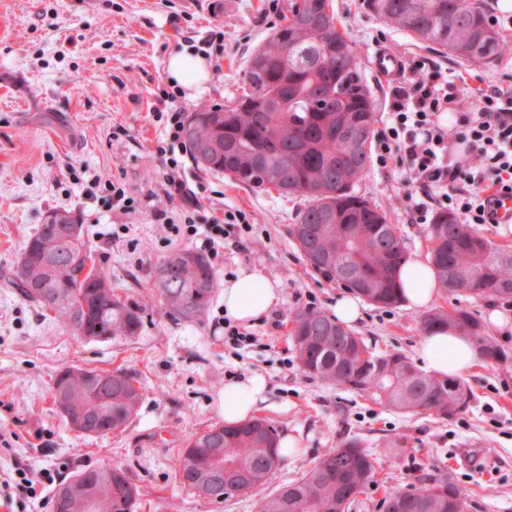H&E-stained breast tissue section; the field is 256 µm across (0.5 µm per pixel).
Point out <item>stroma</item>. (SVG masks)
I'll return each mask as SVG.
<instances>
[{"label":"stroma","mask_w":512,"mask_h":512,"mask_svg":"<svg viewBox=\"0 0 512 512\" xmlns=\"http://www.w3.org/2000/svg\"><path fill=\"white\" fill-rule=\"evenodd\" d=\"M290 0H0V483L26 472L36 497L0 486V512H50L57 484L75 471L125 466L141 488L134 512H257V495L217 504L185 489L175 472L192 434L223 423L227 382L251 374L267 380L259 416L291 447L270 489L298 478L325 449L359 439L376 461L377 485L359 494L349 512H381L384 488L447 475L464 490L466 512H512V338L507 360L481 362L462 380L472 398L450 417L409 416L308 377L287 339L294 312L332 311L341 290L315 273L290 235L305 205L299 195L253 190L185 158L184 171L200 206L196 224L243 211L252 230L245 247L225 246L212 264L221 283L247 269L278 282L280 303L251 325L250 343L224 334L219 286L195 322L146 309L138 333L80 340L39 307L22 299L9 277L20 250L45 215L65 209L88 231L93 264L112 278L116 294L140 300L157 264L170 252L200 249V238L175 237L158 218L183 223L179 202L159 182L165 126L153 112L168 83L169 55L191 50L213 26L223 40L207 48L210 77L202 88H181L184 113L225 104L235 96L252 51L277 28ZM353 42L376 112L387 121L391 85L373 71L389 51L405 65L427 60L454 71L469 96L512 86V54L491 63L445 57L364 9L362 0H333ZM121 178L136 198L127 211L105 189L87 192L90 178ZM403 172L369 165L356 190L386 208L410 257L427 255L426 225L403 200ZM406 306L364 304L353 329L376 352L415 356L422 333ZM121 366L140 381L143 400L125 430L83 438L52 404L59 370Z\"/></svg>","instance_id":"1"}]
</instances>
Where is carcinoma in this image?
Segmentation results:
<instances>
[{"mask_svg":"<svg viewBox=\"0 0 512 512\" xmlns=\"http://www.w3.org/2000/svg\"><path fill=\"white\" fill-rule=\"evenodd\" d=\"M380 20L416 41L458 60L487 63L508 44L479 0H363ZM284 24L253 52L244 70L241 93L228 104L192 112L183 138L193 161L256 190L275 189L308 199L292 228L308 264L335 282L336 268L364 280L359 296L385 307L401 304L400 271L408 261L388 213L355 194L353 187L370 163L375 105L360 72L358 55L333 8L332 0H291ZM365 133L354 146L348 128ZM76 217L49 212L21 248L13 277L20 296L39 306L73 336L85 340L133 336L145 308L159 304L183 322L201 317L212 302L216 273L209 257L181 249L158 265L143 303L121 299L110 276L90 264L91 251L80 237L65 240L60 223ZM441 245L428 252L438 288L454 295L512 299V250L491 241L446 210L437 212L427 238ZM420 327L429 333L453 328L469 336L486 360L506 353L480 320L463 308L424 312ZM290 338L302 368L339 388L371 395L409 415L448 416L464 409L469 391L458 380H444L417 369L403 352L371 355L336 336H353L319 308L294 313ZM55 381L53 396L64 418L85 417L89 437L120 430L137 414L143 399L132 373L72 367ZM282 461L277 428L265 418L233 426L212 425L192 435L176 459L181 485L222 489L232 481L247 492L266 486ZM100 468L71 477L69 512H87L83 483ZM371 454L349 439L327 449L315 465L275 493L261 499L259 512H346L347 498L377 484ZM140 489L128 470L112 465V500L98 512H133ZM382 506L401 512H465L466 496L448 477H432L411 487L384 489Z\"/></svg>","mask_w":512,"mask_h":512,"instance_id":"cac0c4a2","label":"carcinoma"}]
</instances>
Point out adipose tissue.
I'll use <instances>...</instances> for the list:
<instances>
[{
    "mask_svg": "<svg viewBox=\"0 0 512 512\" xmlns=\"http://www.w3.org/2000/svg\"><path fill=\"white\" fill-rule=\"evenodd\" d=\"M401 277L407 308L424 309L433 304L438 288L429 261L409 260ZM280 296L277 283L262 273L243 270L224 283V314L239 324L249 325L274 308ZM417 357L429 372L443 378L471 370L479 363L481 355L467 337L451 330H439L422 338ZM266 391V380L259 374L226 384L221 401L225 424L233 425L251 417L264 401Z\"/></svg>",
    "mask_w": 512,
    "mask_h": 512,
    "instance_id": "obj_1",
    "label": "adipose tissue"
}]
</instances>
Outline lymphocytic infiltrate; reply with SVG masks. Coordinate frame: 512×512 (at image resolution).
Returning a JSON list of instances; mask_svg holds the SVG:
<instances>
[{
	"label": "lymphocytic infiltrate",
	"mask_w": 512,
	"mask_h": 512,
	"mask_svg": "<svg viewBox=\"0 0 512 512\" xmlns=\"http://www.w3.org/2000/svg\"><path fill=\"white\" fill-rule=\"evenodd\" d=\"M388 108L376 161L408 172L418 185L406 199L419 220L427 218L428 199L437 198L461 223H490L491 191L512 194V89H484L471 106L451 74L420 61L392 88ZM442 112L454 113V128L437 121Z\"/></svg>",
	"instance_id": "obj_1"
}]
</instances>
